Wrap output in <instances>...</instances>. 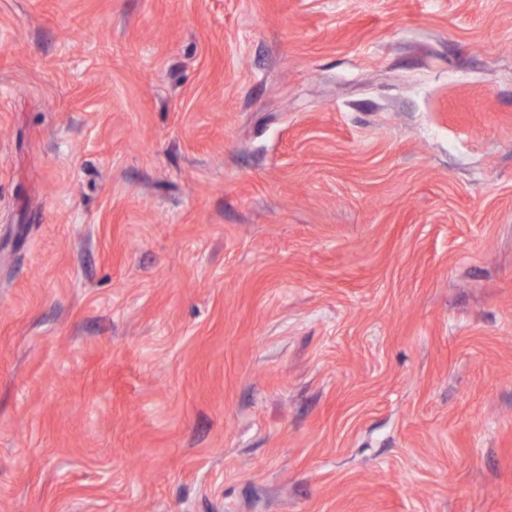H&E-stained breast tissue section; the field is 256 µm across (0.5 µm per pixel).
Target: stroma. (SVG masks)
<instances>
[{
	"mask_svg": "<svg viewBox=\"0 0 512 512\" xmlns=\"http://www.w3.org/2000/svg\"><path fill=\"white\" fill-rule=\"evenodd\" d=\"M0 512H512V0H0Z\"/></svg>",
	"mask_w": 512,
	"mask_h": 512,
	"instance_id": "35a3bbf8",
	"label": "stroma"
}]
</instances>
